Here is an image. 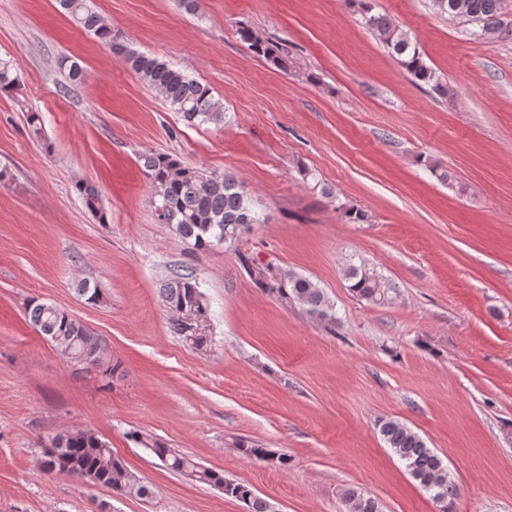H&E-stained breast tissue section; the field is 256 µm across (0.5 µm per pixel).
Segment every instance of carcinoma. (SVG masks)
<instances>
[{
  "instance_id": "carcinoma-1",
  "label": "carcinoma",
  "mask_w": 512,
  "mask_h": 512,
  "mask_svg": "<svg viewBox=\"0 0 512 512\" xmlns=\"http://www.w3.org/2000/svg\"><path fill=\"white\" fill-rule=\"evenodd\" d=\"M357 2L364 24L380 36L385 47L398 64L415 80L427 85L436 94L448 95V85L426 64L416 43L386 14L376 10L373 0ZM433 8L450 18H463L476 25L471 35L491 39L502 31L500 19L503 0H431ZM59 6L83 30L112 45V51L151 88L157 90L190 126H209L225 123L227 112L212 94L211 89L169 65L165 60L138 52L112 37V26L95 9L92 0H59ZM240 39L255 55L261 56L279 69H286L285 48L262 38L248 28L239 30ZM20 86L10 62L0 59V91L10 92ZM142 170L154 191L157 218L169 224L176 235L193 243L198 249H209L235 242L241 232L264 219L256 211L251 193L230 173L216 174L186 165L172 156L147 151L140 155ZM77 191L92 211L100 210L99 192L92 184L83 183ZM241 264L263 292L282 300L301 304L311 315L330 323L336 322L334 305L320 286L292 270L271 265L256 266L248 258ZM349 288L360 298L373 303L389 299L390 286L366 263L349 264L345 270ZM168 310L178 318L171 322L173 331L191 341L194 348L203 347L202 336H188V326L179 319L183 307L204 313L203 294L192 275L180 270L170 272L162 292ZM25 312L41 335L50 339L62 354L78 359L88 368H100L105 363L98 340L66 311L37 300L28 302ZM379 433L391 453L405 466L408 473L436 502L450 501L456 495L455 485L439 456L428 448L423 438L408 426L386 420ZM168 470L199 484L224 488V495L244 503L246 512H271L269 503L257 497L247 486L228 481L218 471L201 465L192 457L168 448L165 443L135 435ZM237 451L247 457L278 468L288 467V456L248 440L235 443ZM44 474L67 472L86 478L130 498L143 499L151 495L150 488L112 448L90 430L75 431L55 438L40 460ZM354 512H380L378 502L350 489L346 493Z\"/></svg>"
}]
</instances>
